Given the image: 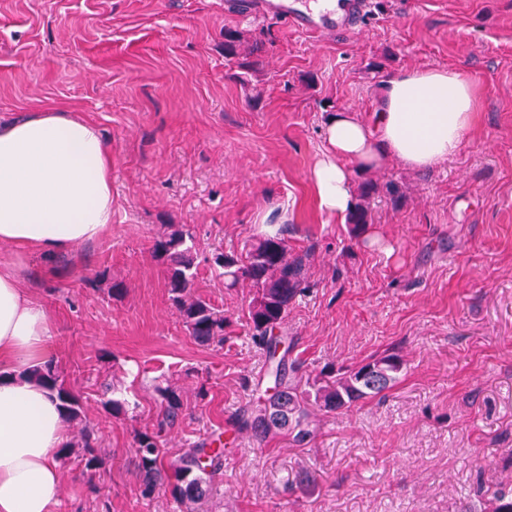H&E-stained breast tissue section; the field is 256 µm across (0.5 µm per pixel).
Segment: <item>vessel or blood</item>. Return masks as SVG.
Returning <instances> with one entry per match:
<instances>
[{"label": "vessel or blood", "mask_w": 512, "mask_h": 512, "mask_svg": "<svg viewBox=\"0 0 512 512\" xmlns=\"http://www.w3.org/2000/svg\"><path fill=\"white\" fill-rule=\"evenodd\" d=\"M228 12L285 21L298 35L346 38L367 18L370 0H225Z\"/></svg>", "instance_id": "1"}]
</instances>
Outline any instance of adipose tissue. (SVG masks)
<instances>
[{"label": "adipose tissue", "mask_w": 512, "mask_h": 512, "mask_svg": "<svg viewBox=\"0 0 512 512\" xmlns=\"http://www.w3.org/2000/svg\"><path fill=\"white\" fill-rule=\"evenodd\" d=\"M479 111L474 87L453 69L424 68L384 80L369 119L329 116L326 148L313 168L320 207L336 218L353 208L350 164L391 161L413 170L453 155ZM112 225V152L98 127L49 106L0 120V242L60 254L99 240ZM51 320L0 257V512H55L68 438L58 400L24 370L45 362Z\"/></svg>", "instance_id": "adipose-tissue-1"}]
</instances>
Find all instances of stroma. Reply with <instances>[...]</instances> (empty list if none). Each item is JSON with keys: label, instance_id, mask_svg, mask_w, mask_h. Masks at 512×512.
<instances>
[{"label": "stroma", "instance_id": "1", "mask_svg": "<svg viewBox=\"0 0 512 512\" xmlns=\"http://www.w3.org/2000/svg\"><path fill=\"white\" fill-rule=\"evenodd\" d=\"M228 30L244 40L232 59ZM415 68L461 71L478 123L435 169L353 168L354 187L374 178L379 195L352 235L316 201L322 129L373 112L381 81ZM49 104L94 122L112 151L108 233L20 258L103 459L93 474L62 467L57 512H172L168 492L141 500L130 454L160 416L161 379L186 408L168 452L224 444L208 512H460L477 486L512 485V0H372L342 41L226 14L224 0H0V118ZM171 224L193 236L195 293L230 320L223 346L196 344L171 306L152 255ZM282 225L307 276L283 325L289 360L306 375L405 361L396 386L320 417L303 448L237 430L270 385L266 352L246 326L253 289L225 287L208 262ZM110 380L126 419L104 406ZM301 471L316 478L305 493Z\"/></svg>", "mask_w": 512, "mask_h": 512}]
</instances>
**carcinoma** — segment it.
I'll list each match as a JSON object with an SVG mask.
<instances>
[{
	"label": "carcinoma",
	"mask_w": 512,
	"mask_h": 512,
	"mask_svg": "<svg viewBox=\"0 0 512 512\" xmlns=\"http://www.w3.org/2000/svg\"><path fill=\"white\" fill-rule=\"evenodd\" d=\"M376 191L377 183L369 181L349 214L351 233L370 223L371 198ZM287 234L284 229L265 232L245 245L244 255L218 250L212 262L223 270L227 286L248 282L256 288L248 308V325L253 340L266 351L274 382V393L243 412L239 430L251 433L261 442L286 437L304 445L314 437L313 411L347 409L392 388L403 370V360L392 353L343 373L322 370L303 382L296 379L300 365L277 357L279 341L275 334L281 330L288 308L305 289V259L298 255L288 257ZM187 237L189 233L183 226L170 225L169 231L155 242L154 257L166 267L172 304L189 335L201 346H221L227 317L224 310L192 291L194 256ZM30 375L56 396L66 420L79 426L73 440L58 449L60 463L75 457L86 472L96 473L102 465L97 430L85 420L80 395L66 386L51 361L31 369ZM155 391L160 398L161 417L153 427L136 431L132 443L140 498L150 502L164 486L175 512H196L195 506L212 497L214 476L224 465V449L208 448L202 441L181 449L175 456L169 455L164 448V436L180 425L184 401L180 389L171 385L158 384ZM486 503L488 508L484 512H512V489L502 486L493 490Z\"/></svg>",
	"instance_id": "1"
}]
</instances>
